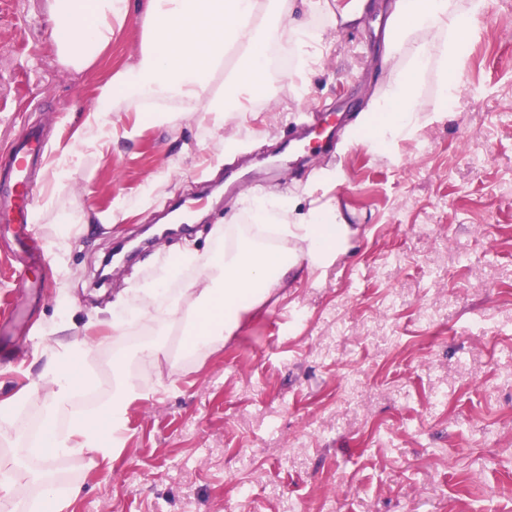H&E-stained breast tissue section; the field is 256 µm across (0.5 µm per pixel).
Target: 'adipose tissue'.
<instances>
[{"label": "adipose tissue", "mask_w": 512, "mask_h": 512, "mask_svg": "<svg viewBox=\"0 0 512 512\" xmlns=\"http://www.w3.org/2000/svg\"><path fill=\"white\" fill-rule=\"evenodd\" d=\"M484 6L485 0H394L384 60L400 67L390 76L387 94L364 112V136H351L350 144L364 141L384 150L413 138L430 121L418 105V85L430 69L443 77V100L454 98L457 84L451 76L462 67L472 23ZM134 13L142 25V48L99 86L83 126L84 143L104 138L106 117L117 101L151 106L153 122H168L170 103L189 108L207 98L220 71L229 100L237 104L254 97L264 89L268 50L280 30L294 34L303 51L321 39L285 0H146L141 10L135 0H51L60 60L77 70L89 66ZM232 54L238 63L230 68L226 61ZM251 215V223L217 231L216 248L187 251L170 263L163 285L170 289L169 304L159 301L162 287L132 289L124 312L113 313L109 321L114 339L148 324L168 328L180 322L189 354L205 355L288 280L302 272L322 274L346 255L355 235L329 201L297 214L289 199L255 200ZM113 364L123 375L111 394L95 409L72 414L67 428L59 429L60 411L88 382L77 371L75 350L63 345L44 370L54 391L36 453L47 458L83 451L110 455L105 429L119 431L128 406L141 396L136 379L123 371V358H114Z\"/></svg>", "instance_id": "1"}]
</instances>
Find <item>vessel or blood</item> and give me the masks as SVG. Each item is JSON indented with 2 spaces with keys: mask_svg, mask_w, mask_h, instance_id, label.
I'll return each mask as SVG.
<instances>
[{
  "mask_svg": "<svg viewBox=\"0 0 512 512\" xmlns=\"http://www.w3.org/2000/svg\"><path fill=\"white\" fill-rule=\"evenodd\" d=\"M44 156L45 139L37 130L12 140L5 149L0 150V163L8 167L10 172L5 188L14 197L13 207L0 212V222L18 225L20 233L15 255L26 265L42 258L41 242L33 221L34 187L31 175L42 165Z\"/></svg>",
  "mask_w": 512,
  "mask_h": 512,
  "instance_id": "b4317fda",
  "label": "vessel or blood"
}]
</instances>
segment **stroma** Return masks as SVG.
Masks as SVG:
<instances>
[{
	"instance_id": "35a3bbf8",
	"label": "stroma",
	"mask_w": 512,
	"mask_h": 512,
	"mask_svg": "<svg viewBox=\"0 0 512 512\" xmlns=\"http://www.w3.org/2000/svg\"><path fill=\"white\" fill-rule=\"evenodd\" d=\"M372 2L342 31L346 0L307 17L323 57L304 74L293 35L270 46L265 97L243 101L224 128L237 149L200 120L225 100L218 74L195 111L147 125L122 107L116 135L79 151L99 84L141 48L138 17L77 71L57 57L49 0H0V148L36 128L51 159L71 158L64 196L51 194L47 170L37 175L49 265L13 274L14 227L0 224V310L11 303L19 315L0 326L12 351L0 360V403H14L0 425V482L28 484L24 500L0 490V512H512V0H487L454 103L443 104L437 71L423 76L422 113L450 117L384 152L344 146L388 89L391 0ZM315 108L341 125L334 153L321 148ZM323 170L344 178L311 189ZM275 193L302 211L333 200L357 229L318 283L289 281L201 362L150 365L140 344L171 343L172 332L117 342L100 325L176 254L208 250L215 225L250 223L246 198ZM200 195L211 198L200 221L99 280L113 247ZM75 208L117 220L83 225L57 247ZM62 341L83 349L103 392L116 353L141 380L117 457L27 452L52 390L43 369Z\"/></svg>"
}]
</instances>
